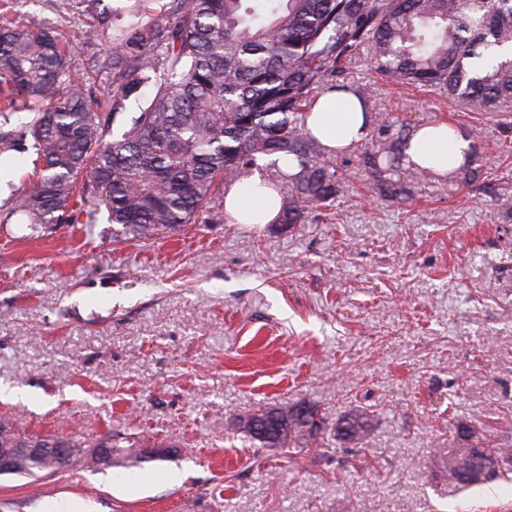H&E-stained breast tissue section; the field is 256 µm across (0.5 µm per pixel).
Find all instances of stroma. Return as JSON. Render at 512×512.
Masks as SVG:
<instances>
[{"mask_svg":"<svg viewBox=\"0 0 512 512\" xmlns=\"http://www.w3.org/2000/svg\"><path fill=\"white\" fill-rule=\"evenodd\" d=\"M30 26L90 52L86 19L15 0ZM344 80L379 120L475 133L483 188L431 174L405 201L367 168L303 224L209 217L177 237L120 225L0 224V400L15 430L174 447L132 469L0 475V512H512V474L466 492L434 479L430 452L459 423L512 436V131L483 111L374 77ZM307 401L328 424L372 411L362 443L255 447L238 416ZM179 476L166 481L168 473Z\"/></svg>","mask_w":512,"mask_h":512,"instance_id":"obj_1","label":"stroma"}]
</instances>
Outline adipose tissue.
Returning a JSON list of instances; mask_svg holds the SVG:
<instances>
[{"instance_id": "obj_1", "label": "adipose tissue", "mask_w": 512, "mask_h": 512, "mask_svg": "<svg viewBox=\"0 0 512 512\" xmlns=\"http://www.w3.org/2000/svg\"><path fill=\"white\" fill-rule=\"evenodd\" d=\"M308 128L332 148L347 147L369 133L358 99L348 92L323 98L309 118ZM468 153V141L461 134H449L444 123L418 130L406 150L411 161L442 175L463 164ZM278 210L273 192L261 188L255 177L234 186L224 203L225 213L236 224H267L276 218Z\"/></svg>"}]
</instances>
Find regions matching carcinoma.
Masks as SVG:
<instances>
[{
  "mask_svg": "<svg viewBox=\"0 0 512 512\" xmlns=\"http://www.w3.org/2000/svg\"><path fill=\"white\" fill-rule=\"evenodd\" d=\"M94 23L85 38L102 46L71 77L72 57L58 30L0 26V120L27 112L18 129L0 128V155L31 145L34 173L3 218L32 231L45 224L99 222L101 211L131 241L224 210L235 184L258 175L274 189L275 223L302 224L310 208L329 209L349 191L333 150L307 118L320 99L353 91L373 127L357 154L381 195L406 192L423 169L406 162L414 131L377 123L369 93L340 83L360 49L388 79L433 89L492 115L512 103V0H63ZM105 80L98 98L95 79ZM287 157L295 171L283 170ZM83 183H78L80 176ZM473 156L452 177L480 181ZM80 205L73 210V205ZM237 431L263 448H319L324 421L300 403L259 408ZM372 425L365 411L336 424L335 437L358 443ZM472 440L436 448L433 476L462 489L497 480L508 441L456 431ZM96 441L22 434L0 420V448H94ZM115 467L146 460L144 444L121 446ZM50 463L21 458L15 474L36 477Z\"/></svg>",
  "mask_w": 512,
  "mask_h": 512,
  "instance_id": "obj_1",
  "label": "carcinoma"
}]
</instances>
